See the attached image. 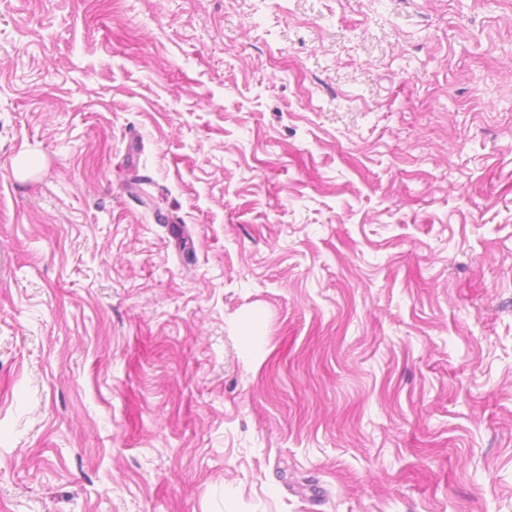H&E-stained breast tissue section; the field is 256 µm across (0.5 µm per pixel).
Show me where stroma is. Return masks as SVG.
Segmentation results:
<instances>
[{
    "label": "stroma",
    "mask_w": 512,
    "mask_h": 512,
    "mask_svg": "<svg viewBox=\"0 0 512 512\" xmlns=\"http://www.w3.org/2000/svg\"><path fill=\"white\" fill-rule=\"evenodd\" d=\"M0 512H512V0H0Z\"/></svg>",
    "instance_id": "obj_1"
}]
</instances>
